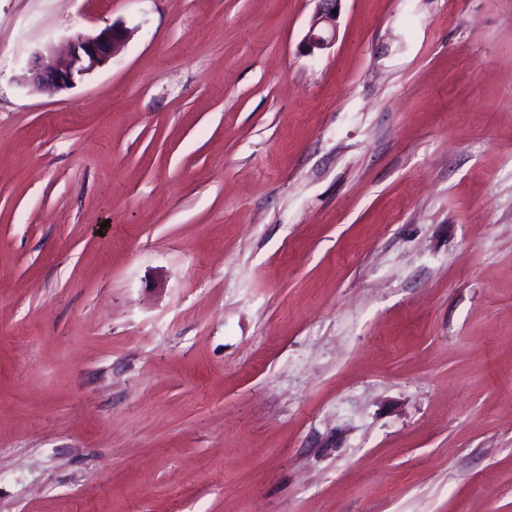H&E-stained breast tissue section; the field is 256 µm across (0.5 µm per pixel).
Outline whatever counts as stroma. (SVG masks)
<instances>
[{
	"mask_svg": "<svg viewBox=\"0 0 512 512\" xmlns=\"http://www.w3.org/2000/svg\"><path fill=\"white\" fill-rule=\"evenodd\" d=\"M315 8L0 0V512H512V0ZM341 0H316L317 7L302 41L307 55L331 49L338 37V4ZM337 9V13H334ZM125 38L126 30L112 25L97 33L73 38L63 57L56 56L47 48L37 49L19 79L34 90L45 93L68 89L77 77L90 74L108 63Z\"/></svg>",
	"mask_w": 512,
	"mask_h": 512,
	"instance_id": "1",
	"label": "stroma"
}]
</instances>
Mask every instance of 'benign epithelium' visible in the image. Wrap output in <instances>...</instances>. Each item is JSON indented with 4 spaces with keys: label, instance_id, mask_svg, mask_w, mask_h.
I'll list each match as a JSON object with an SVG mask.
<instances>
[{
    "label": "benign epithelium",
    "instance_id": "7a95c632",
    "mask_svg": "<svg viewBox=\"0 0 512 512\" xmlns=\"http://www.w3.org/2000/svg\"><path fill=\"white\" fill-rule=\"evenodd\" d=\"M316 2V10L302 41V47L309 55L331 49L338 37V14L334 9L338 8L340 0ZM125 38L126 30L112 25L94 34L73 38L62 57L47 48L37 49L20 75V81L45 93L68 89L77 78L108 63Z\"/></svg>",
    "mask_w": 512,
    "mask_h": 512
}]
</instances>
